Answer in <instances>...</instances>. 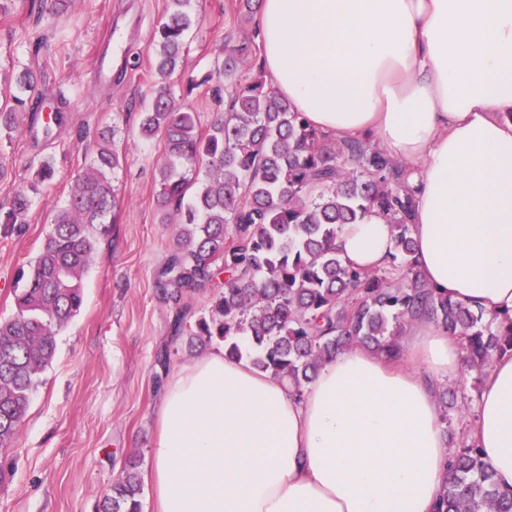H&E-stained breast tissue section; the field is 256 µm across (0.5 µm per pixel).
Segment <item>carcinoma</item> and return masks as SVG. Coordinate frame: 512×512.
Returning <instances> with one entry per match:
<instances>
[{
	"instance_id": "cac0c4a2",
	"label": "carcinoma",
	"mask_w": 512,
	"mask_h": 512,
	"mask_svg": "<svg viewBox=\"0 0 512 512\" xmlns=\"http://www.w3.org/2000/svg\"><path fill=\"white\" fill-rule=\"evenodd\" d=\"M200 24L186 0L154 35L155 73L180 66L185 33ZM227 57L216 74L187 80L188 91L226 78L227 109L203 134L198 115L162 87L140 112L139 135L163 141L157 206L163 224L178 226L158 273L164 301L177 306L174 335L187 328L181 302L219 281L209 313L190 328L202 343L220 340L230 359L288 385L299 400L338 353L366 348L396 358L404 329L429 320L461 339L464 364L482 375L497 355L512 352V317L499 318L429 287L415 269L409 224L413 194L392 158L361 140H334L311 127L266 85L262 69L237 75ZM77 177L66 205L51 220L39 256L14 284L16 313L0 320V451L12 447L40 374L52 362L56 336L84 304L83 276L99 259L120 208L108 172L120 164L102 137ZM29 196L15 193L1 224H22ZM376 209L390 218L396 253L390 268L356 269L332 247L344 224ZM137 462L98 500L95 512H142ZM439 512H512L474 442L451 454Z\"/></svg>"
}]
</instances>
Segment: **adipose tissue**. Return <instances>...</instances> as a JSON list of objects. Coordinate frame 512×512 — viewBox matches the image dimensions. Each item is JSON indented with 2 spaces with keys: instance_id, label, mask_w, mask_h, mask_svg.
<instances>
[{
  "instance_id": "obj_1",
  "label": "adipose tissue",
  "mask_w": 512,
  "mask_h": 512,
  "mask_svg": "<svg viewBox=\"0 0 512 512\" xmlns=\"http://www.w3.org/2000/svg\"><path fill=\"white\" fill-rule=\"evenodd\" d=\"M269 85L314 128L406 164L421 278L512 314V0H261ZM355 267H387L386 217L343 225ZM403 358L325 364L302 400L223 351L184 362L157 407L156 512H438L451 453L437 382L461 344L407 327ZM472 437L512 491V357L494 359Z\"/></svg>"
}]
</instances>
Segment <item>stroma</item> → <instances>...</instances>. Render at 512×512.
I'll list each match as a JSON object with an SVG mask.
<instances>
[{
  "label": "stroma",
  "instance_id": "35a3bbf8",
  "mask_svg": "<svg viewBox=\"0 0 512 512\" xmlns=\"http://www.w3.org/2000/svg\"><path fill=\"white\" fill-rule=\"evenodd\" d=\"M169 0H13L0 14V105L17 93L23 70L35 76L31 101L60 107L68 120L53 139L28 136L31 112L18 110L10 136L0 135V206L27 190L25 223L0 224V319L15 312L17 271L38 255L54 212L64 205L81 170L97 151V134L116 127L121 165L113 186L121 208L101 256L86 272L81 312L61 331L52 363L35 386L14 449L0 455L13 476L0 486V512H95V504L127 462L151 467L156 407L165 383L187 360L218 350V343L189 347L171 331L173 308L155 287L156 273L173 248L177 228L161 223L156 203L159 140L138 134L139 112L155 90V28ZM200 18L185 39L183 70L169 82L181 106L197 112L208 131L224 110L228 82L187 91L227 55L241 53V76L252 75L260 49L242 52L257 30L256 15L238 0H189ZM125 28L122 49L129 68L121 93L91 78V66L109 22ZM52 160L53 181L30 178Z\"/></svg>",
  "mask_w": 512,
  "mask_h": 512
}]
</instances>
